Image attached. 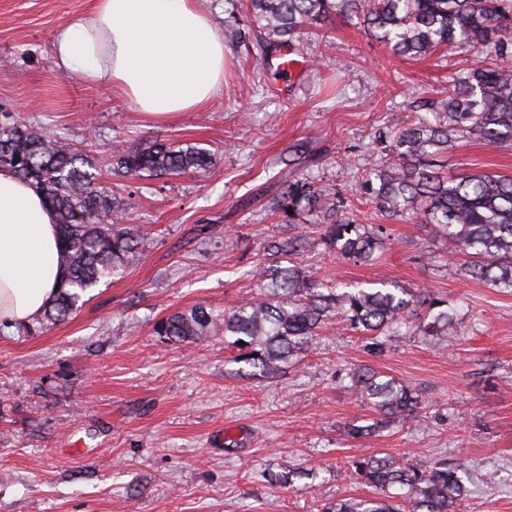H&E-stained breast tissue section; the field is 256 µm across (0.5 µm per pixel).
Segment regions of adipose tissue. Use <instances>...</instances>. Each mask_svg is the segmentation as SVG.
<instances>
[{"label": "adipose tissue", "mask_w": 512, "mask_h": 512, "mask_svg": "<svg viewBox=\"0 0 512 512\" xmlns=\"http://www.w3.org/2000/svg\"><path fill=\"white\" fill-rule=\"evenodd\" d=\"M59 67L106 85L153 121L208 105L224 84V36L198 0H93L58 26ZM56 217L43 196L0 168V325H26L63 277Z\"/></svg>", "instance_id": "1"}]
</instances>
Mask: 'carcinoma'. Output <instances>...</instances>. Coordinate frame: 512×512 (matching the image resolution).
<instances>
[{"mask_svg": "<svg viewBox=\"0 0 512 512\" xmlns=\"http://www.w3.org/2000/svg\"><path fill=\"white\" fill-rule=\"evenodd\" d=\"M266 45L294 47L306 30L336 16L356 17L368 34L400 57L432 56L461 41L490 54L512 47V0H248ZM440 122L422 120L391 135L394 159L373 169L362 186L389 216L436 227L448 251L464 258L466 272L499 288H512V177L461 173L448 179L432 160L462 138L491 146L512 145V68L483 61L462 72L435 103ZM212 153L193 143L156 141L122 146L112 153L110 174L118 179L155 181L206 172ZM0 168L12 170L41 192L54 209L60 230L65 278L39 326L68 319L87 291L119 276L130 255L146 245L140 227L126 223L128 204L105 181L89 152L62 136L39 131L0 115ZM344 200L302 180H286L276 203L284 220L322 227L325 242L355 262L382 247L383 227L345 216ZM302 238L272 245L281 259L297 254ZM427 307L419 332L434 340L450 336L453 316L445 301L429 292L405 297L402 288H328L298 266H278L266 290L232 310L216 314L203 306L176 312L156 323L155 334L192 343L215 328L237 349L235 362L247 366L243 378L273 379L307 351L317 329L339 314L348 326L369 336L371 353L385 349L398 323ZM349 388L377 418L352 424L348 435L361 439L420 409L413 387L370 367L347 373ZM348 469L374 496L340 499L322 512H459L467 497L460 466L423 464L390 455L354 457Z\"/></svg>", "mask_w": 512, "mask_h": 512, "instance_id": "carcinoma-1", "label": "carcinoma"}]
</instances>
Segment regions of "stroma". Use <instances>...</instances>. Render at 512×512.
Masks as SVG:
<instances>
[{
    "label": "stroma",
    "instance_id": "35a3bbf8",
    "mask_svg": "<svg viewBox=\"0 0 512 512\" xmlns=\"http://www.w3.org/2000/svg\"><path fill=\"white\" fill-rule=\"evenodd\" d=\"M242 2L209 3L224 35L223 89L205 109L156 123L57 66L52 32L91 0H0V104L20 122L90 148L104 166L116 141H182L214 155L203 174L127 182L129 219L150 238L123 277L90 289L51 328L0 326V512H319L371 496L345 464L378 452L463 464L465 512H512V289L472 278L433 225L386 216L360 189L388 159L382 136L436 120L430 102L482 52L407 59L357 18H339L305 34V66L285 99L276 74L250 65L241 36L257 26ZM441 163L448 177L512 175V146L464 138ZM287 178L341 192L350 218L384 226V248L356 263L319 226L282 221L271 203ZM296 235L293 262L308 275L433 292L454 313L453 336L407 327L375 355L336 317L279 377L246 380L223 332L191 344L155 335L170 314L229 309L263 289L268 243ZM360 366L416 387L420 412L348 438L349 423L373 416L343 380ZM302 468L317 477L281 483Z\"/></svg>",
    "mask_w": 512,
    "mask_h": 512
}]
</instances>
